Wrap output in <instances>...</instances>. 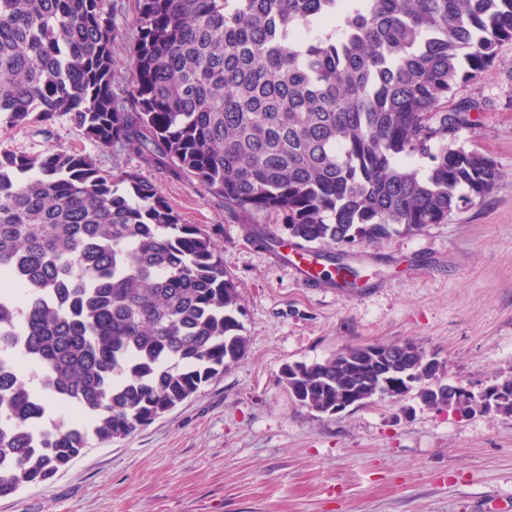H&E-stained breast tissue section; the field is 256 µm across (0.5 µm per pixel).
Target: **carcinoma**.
Masks as SVG:
<instances>
[{"label":"carcinoma","mask_w":512,"mask_h":512,"mask_svg":"<svg viewBox=\"0 0 512 512\" xmlns=\"http://www.w3.org/2000/svg\"><path fill=\"white\" fill-rule=\"evenodd\" d=\"M134 23L136 81L119 94L110 0H0V113L65 115L236 215L274 214L289 240L323 247L330 276L360 278L342 245L443 224L496 186L491 157L448 146L473 122L448 95L512 42V0H137ZM126 180L116 194L74 151L0 154V497L150 424L247 350L212 235ZM247 236L281 243L261 224ZM426 356L413 341L347 345L282 381L321 415L415 389L469 416L463 391L430 388L448 380L422 371ZM52 405L78 416L49 426ZM492 412L512 416V377Z\"/></svg>","instance_id":"cac0c4a2"}]
</instances>
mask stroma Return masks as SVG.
Segmentation results:
<instances>
[{
	"mask_svg": "<svg viewBox=\"0 0 512 512\" xmlns=\"http://www.w3.org/2000/svg\"><path fill=\"white\" fill-rule=\"evenodd\" d=\"M135 0H112L115 89L132 84ZM449 104H476L458 146L489 155L495 189L447 223L394 231L351 258L358 287H307L245 239L275 215H232L187 182L104 149L65 117L10 126L0 154L78 150L157 185L183 223L212 232L242 291L245 356L191 398L122 439L92 444L51 479L0 497V512H503L512 504V417L462 418L415 394L326 417L299 407L287 364L348 344L412 340L444 377L476 390L512 377V43Z\"/></svg>",
	"mask_w": 512,
	"mask_h": 512,
	"instance_id": "stroma-1",
	"label": "stroma"
}]
</instances>
